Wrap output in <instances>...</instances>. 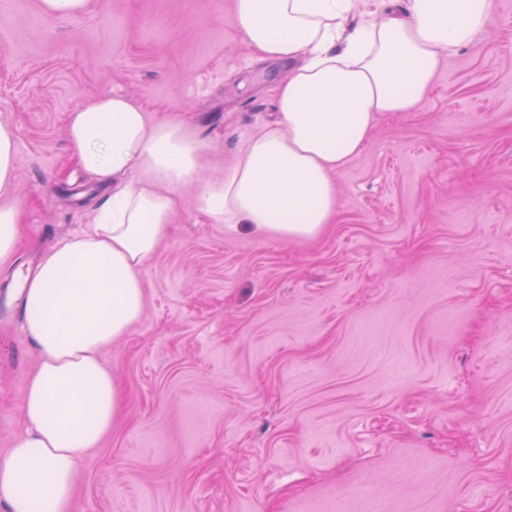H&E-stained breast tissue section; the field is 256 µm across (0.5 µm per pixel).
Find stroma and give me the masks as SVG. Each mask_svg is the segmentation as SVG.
Segmentation results:
<instances>
[{"mask_svg": "<svg viewBox=\"0 0 512 512\" xmlns=\"http://www.w3.org/2000/svg\"><path fill=\"white\" fill-rule=\"evenodd\" d=\"M288 64L233 0H0V123L24 235L0 265V457L38 352L13 295L107 198L65 122L125 95L184 120L223 173L272 120ZM310 240L213 223L194 185L143 272L140 322L101 359L122 395L81 461L76 512H512V0L383 119ZM40 11L52 18H74L86 11L89 0H39Z\"/></svg>", "mask_w": 512, "mask_h": 512, "instance_id": "35a3bbf8", "label": "stroma"}]
</instances>
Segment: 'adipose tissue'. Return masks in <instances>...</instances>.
Returning a JSON list of instances; mask_svg holds the SVG:
<instances>
[{
  "instance_id": "obj_1",
  "label": "adipose tissue",
  "mask_w": 512,
  "mask_h": 512,
  "mask_svg": "<svg viewBox=\"0 0 512 512\" xmlns=\"http://www.w3.org/2000/svg\"><path fill=\"white\" fill-rule=\"evenodd\" d=\"M493 0H378L356 27L352 0H234L249 48L299 65L275 88L276 118L246 138L223 177L203 180L207 146L178 117L121 95L70 112L77 168L114 185L94 224L43 253L17 298L39 361L26 423L0 460V512H74L77 467L112 429L119 393L100 353L143 313V271L180 208L177 189L218 224L313 239L336 214V177L381 118L417 111L439 67L473 47ZM17 143L0 124V264L19 243Z\"/></svg>"
}]
</instances>
